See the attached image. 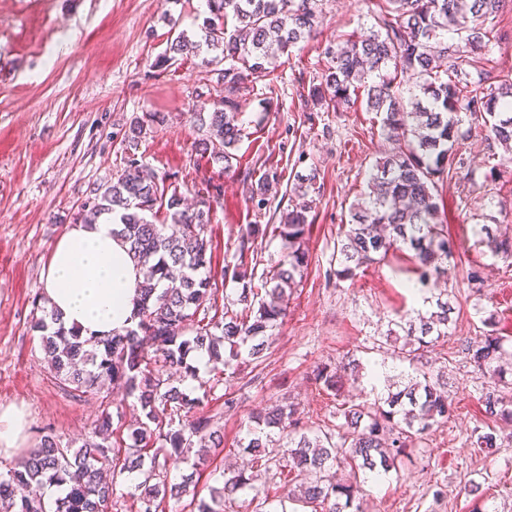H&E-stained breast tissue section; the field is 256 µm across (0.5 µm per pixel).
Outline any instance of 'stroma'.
<instances>
[{"label": "stroma", "instance_id": "stroma-1", "mask_svg": "<svg viewBox=\"0 0 512 512\" xmlns=\"http://www.w3.org/2000/svg\"><path fill=\"white\" fill-rule=\"evenodd\" d=\"M317 9L314 39L279 56L274 76L253 75L241 88L245 137L237 163L225 170L194 147L201 136L195 112L224 94L217 72L192 53L175 56L165 68L157 64L178 33L200 38L209 16L205 0H0V405L21 407L27 421L22 447H0V471L37 446L45 428L78 443L102 409L113 412L116 427L134 416V400L121 390L81 395L54 378L31 326L32 300L43 291L51 246L90 187L122 174L121 127L152 112L164 113L166 121L151 126L136 152L139 162L177 184L188 200L219 193L208 226L216 281H223L241 231L278 223L296 174L318 171L319 190L309 195V265L275 341L263 358L242 366L251 384L242 378L217 383L206 371L174 379L182 390L205 396L204 414L222 427L217 465L237 454L251 413L285 400L298 405L308 427H334L337 401L312 380L318 365L358 358L362 371L345 388L359 402L370 398L376 368L397 376L400 361L372 344L390 320L424 306L423 294L405 286L409 253L362 266L343 281L329 274L349 208L391 145L379 115L364 102L327 112L307 96L321 80L325 48L337 36L368 31L378 0H318ZM511 71L512 10L506 9L497 38L477 51L470 72ZM467 146L468 178L439 186L456 263L446 284L451 328L424 356L447 378L453 411L396 471L365 483L367 512H484L490 504L512 512V424H496L498 448L473 446L474 430L488 424L480 400L487 382L464 349L467 338L482 332L484 312L494 314L498 335L512 339V263L492 255L473 233L478 224L512 232V150L488 149L478 124ZM492 166L497 176L490 182L484 175ZM271 169L280 173V184L261 204L252 199L251 185ZM471 270L494 296L480 313L477 293L462 282ZM473 482L480 495L469 493Z\"/></svg>", "mask_w": 512, "mask_h": 512}]
</instances>
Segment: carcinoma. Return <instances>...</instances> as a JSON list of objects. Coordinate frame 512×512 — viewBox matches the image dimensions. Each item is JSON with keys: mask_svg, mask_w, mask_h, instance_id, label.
Masks as SVG:
<instances>
[{"mask_svg": "<svg viewBox=\"0 0 512 512\" xmlns=\"http://www.w3.org/2000/svg\"><path fill=\"white\" fill-rule=\"evenodd\" d=\"M317 0H207L213 15L204 27L203 45L221 51L224 97L220 106L195 113L202 131L196 151L224 169L233 166L244 135L238 94L249 76L269 74L279 55L312 39L319 23ZM508 0H383L369 34L336 41L327 47L328 65L308 96L328 107L348 105L363 94L366 108L381 116V129L391 153L372 167L361 201L352 205L350 220L336 247V279L355 276L365 264L409 250L417 262L413 290L448 278L453 258L448 228L439 219L438 185L467 167L461 113L483 120L485 137L512 142V73L493 81L473 78L466 70L469 53L491 41L499 14ZM412 84L425 101L406 106L402 87ZM164 117L154 112L120 129L126 169L116 179L94 184L74 223L93 224L103 215L121 225L116 232L135 263L143 266L144 285L137 298V321L107 339L86 338L66 328L48 300H33V328L42 333L48 368L72 390L93 391L105 380L120 383L135 398L139 416L127 428L125 453L115 449L112 414L101 411L92 435L75 448L56 433L42 435L6 473H0V512H122L115 499V479L137 478L129 497L137 512H159L167 500L191 497L190 512H224L226 501L252 488L246 469H225L223 486L210 500L191 488L194 471L206 463L209 449L224 441L209 417L197 409L214 386L190 397L169 382L168 371L187 366L190 353L207 357L215 382L241 374V360H257L269 347L273 330L284 318L289 296L303 275L308 256L303 248L311 206L282 212L277 225H248L239 237L238 259L230 268L233 293L224 307L201 305L217 296L211 276L212 243L207 237L208 199L184 206L179 188L144 169L135 158L149 124ZM278 184L277 171H267L251 194L265 198ZM316 172L297 179L291 192L306 197L315 190ZM272 234L280 239L283 259L256 275L255 241ZM477 233L497 257L512 259V237L496 235L483 224ZM242 309H236V306ZM436 310L393 322L386 340L403 339L398 359L409 363L403 387L356 402L345 394L344 378L355 360L313 371L316 384L338 400L343 422L336 432L308 431L300 426L298 409L281 403L250 416L239 447L252 457L251 468L268 472L271 464L294 474L288 492L266 512H363L360 482H338L336 471L349 469L381 480L398 457L435 426L448 422L452 411L445 384L414 365L421 351L448 336L452 307L438 297ZM483 335L466 342V350L489 386L481 396L487 417L512 423V401L499 385L508 351L494 334L493 317L481 320ZM477 448L499 447L496 430L475 432ZM190 464L182 481L169 480L170 461ZM63 494L51 505L44 490ZM293 508H288V505Z\"/></svg>", "mask_w": 512, "mask_h": 512, "instance_id": "cac0c4a2", "label": "carcinoma"}]
</instances>
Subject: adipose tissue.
<instances>
[{
    "instance_id": "ef3b65f1",
    "label": "adipose tissue",
    "mask_w": 512,
    "mask_h": 512,
    "mask_svg": "<svg viewBox=\"0 0 512 512\" xmlns=\"http://www.w3.org/2000/svg\"><path fill=\"white\" fill-rule=\"evenodd\" d=\"M111 216L69 226L55 241L43 272L50 306L82 336H109L130 326L140 278Z\"/></svg>"
}]
</instances>
